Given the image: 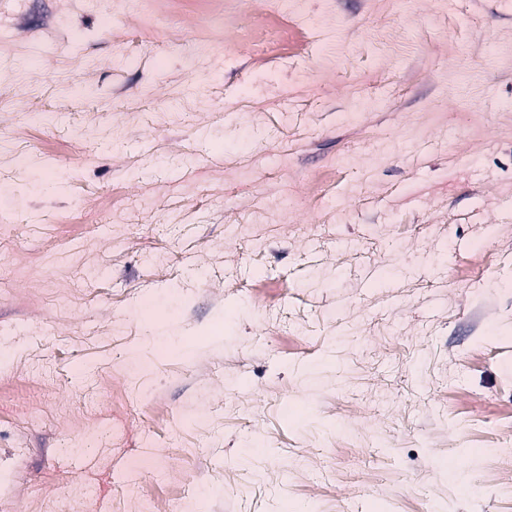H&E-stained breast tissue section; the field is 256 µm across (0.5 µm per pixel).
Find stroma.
<instances>
[{"mask_svg":"<svg viewBox=\"0 0 512 512\" xmlns=\"http://www.w3.org/2000/svg\"><path fill=\"white\" fill-rule=\"evenodd\" d=\"M222 3L0 0V512H512V0Z\"/></svg>","mask_w":512,"mask_h":512,"instance_id":"obj_1","label":"stroma"}]
</instances>
